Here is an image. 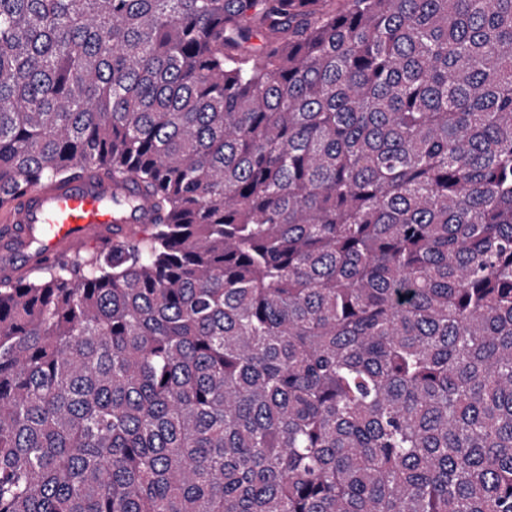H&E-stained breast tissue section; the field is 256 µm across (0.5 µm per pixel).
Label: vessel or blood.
Returning <instances> with one entry per match:
<instances>
[{
  "label": "vessel or blood",
  "instance_id": "b4317fda",
  "mask_svg": "<svg viewBox=\"0 0 512 512\" xmlns=\"http://www.w3.org/2000/svg\"><path fill=\"white\" fill-rule=\"evenodd\" d=\"M137 193L135 177L87 172L77 179L37 187L0 206V275L19 261L47 265L98 239L125 238L151 223V203L117 213L112 203Z\"/></svg>",
  "mask_w": 512,
  "mask_h": 512
}]
</instances>
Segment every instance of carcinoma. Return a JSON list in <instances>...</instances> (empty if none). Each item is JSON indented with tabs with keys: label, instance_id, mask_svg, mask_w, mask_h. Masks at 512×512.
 <instances>
[{
	"label": "carcinoma",
	"instance_id": "carcinoma-1",
	"mask_svg": "<svg viewBox=\"0 0 512 512\" xmlns=\"http://www.w3.org/2000/svg\"><path fill=\"white\" fill-rule=\"evenodd\" d=\"M93 168L0 512H512V0H0V203Z\"/></svg>",
	"mask_w": 512,
	"mask_h": 512
}]
</instances>
